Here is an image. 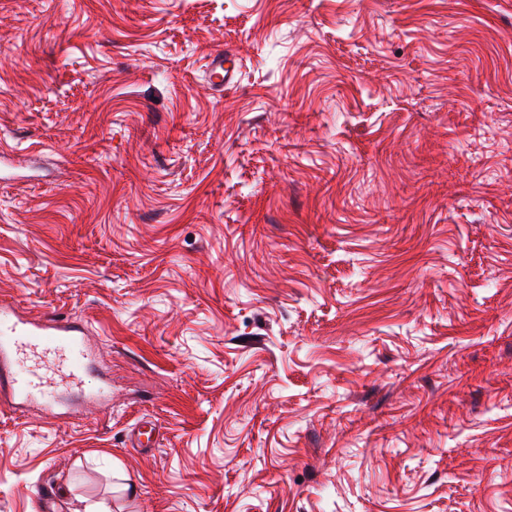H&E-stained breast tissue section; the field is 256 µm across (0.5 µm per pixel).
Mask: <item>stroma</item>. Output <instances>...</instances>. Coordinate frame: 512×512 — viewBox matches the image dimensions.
<instances>
[{
  "mask_svg": "<svg viewBox=\"0 0 512 512\" xmlns=\"http://www.w3.org/2000/svg\"><path fill=\"white\" fill-rule=\"evenodd\" d=\"M0 151V512H512V0H0ZM234 54L225 51L215 56L210 64L209 79L212 84L228 87L235 82L236 70L232 65ZM91 346L83 328L67 318L25 321L11 304L0 305V377L12 404L20 409L41 401L50 405L59 386H79Z\"/></svg>",
  "mask_w": 512,
  "mask_h": 512,
  "instance_id": "1",
  "label": "stroma"
}]
</instances>
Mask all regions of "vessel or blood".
Returning a JSON list of instances; mask_svg holds the SVG:
<instances>
[{"label":"vessel or blood","instance_id":"obj_1","mask_svg":"<svg viewBox=\"0 0 512 512\" xmlns=\"http://www.w3.org/2000/svg\"><path fill=\"white\" fill-rule=\"evenodd\" d=\"M232 53L215 56L209 79L218 86L234 84ZM91 346L83 328L53 316L37 324L25 321L15 307L0 304V377L6 379L16 408L39 401L51 404L61 386L81 385Z\"/></svg>","mask_w":512,"mask_h":512}]
</instances>
